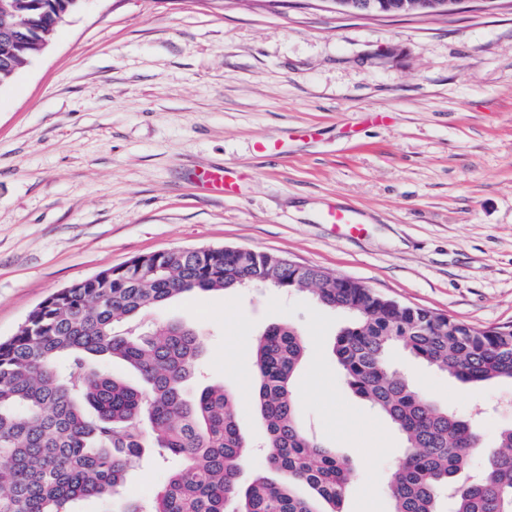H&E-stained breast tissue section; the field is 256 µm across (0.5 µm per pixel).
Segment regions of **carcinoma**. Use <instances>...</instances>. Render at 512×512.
Returning <instances> with one entry per match:
<instances>
[{
    "instance_id": "obj_1",
    "label": "carcinoma",
    "mask_w": 512,
    "mask_h": 512,
    "mask_svg": "<svg viewBox=\"0 0 512 512\" xmlns=\"http://www.w3.org/2000/svg\"><path fill=\"white\" fill-rule=\"evenodd\" d=\"M10 3L0 11V86L80 6ZM243 272L285 294L309 291L347 317L333 345L344 382L405 440L386 478L391 512H512V427L483 451L471 419L435 405L388 362L401 349L465 383L512 380L511 325L474 327L355 282H322L319 269L290 270L275 254L233 249L174 250L104 269L108 287L83 279L58 290L0 341V512H74L92 497L119 502L115 512H340L354 469L299 423L292 380L305 340L296 327L274 324L254 341L253 404L278 478L248 481L236 394L214 384L188 393L203 352L197 333L178 322L121 327L184 296L240 288ZM113 360L135 370L140 385L101 368ZM148 447L181 466L145 502L124 489ZM481 451L483 471L468 474Z\"/></svg>"
}]
</instances>
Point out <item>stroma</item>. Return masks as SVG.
<instances>
[{"label": "stroma", "instance_id": "1", "mask_svg": "<svg viewBox=\"0 0 512 512\" xmlns=\"http://www.w3.org/2000/svg\"><path fill=\"white\" fill-rule=\"evenodd\" d=\"M275 143L257 155L254 145ZM228 166L239 190H201ZM349 210L360 236L327 223ZM231 246L348 277L475 327L512 324V0L360 15L331 0H82L0 87V338L50 294L162 249ZM150 320L193 327L202 381L234 390L266 471L254 338L308 340L300 424L353 464L342 512H390L404 440L344 384L343 315L307 292L197 293ZM436 405L512 426V382L462 383L403 354Z\"/></svg>", "mask_w": 512, "mask_h": 512}]
</instances>
